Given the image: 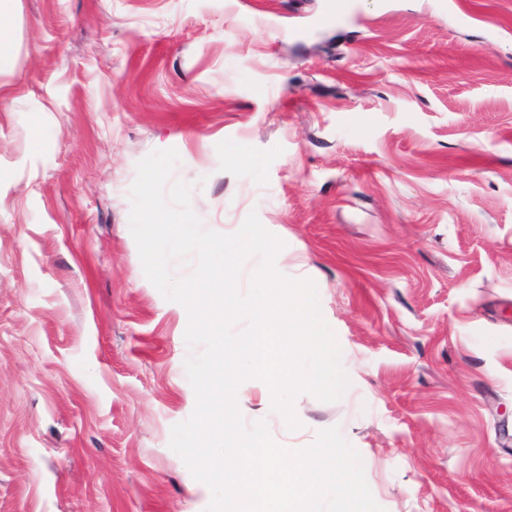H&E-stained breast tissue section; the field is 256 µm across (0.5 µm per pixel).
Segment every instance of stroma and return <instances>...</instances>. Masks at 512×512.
Returning a JSON list of instances; mask_svg holds the SVG:
<instances>
[{
    "label": "stroma",
    "mask_w": 512,
    "mask_h": 512,
    "mask_svg": "<svg viewBox=\"0 0 512 512\" xmlns=\"http://www.w3.org/2000/svg\"><path fill=\"white\" fill-rule=\"evenodd\" d=\"M15 0L0 75V512H205L170 448L185 308L144 275L138 163L206 229L249 213L316 284L338 427L385 512H512V0Z\"/></svg>",
    "instance_id": "stroma-1"
}]
</instances>
